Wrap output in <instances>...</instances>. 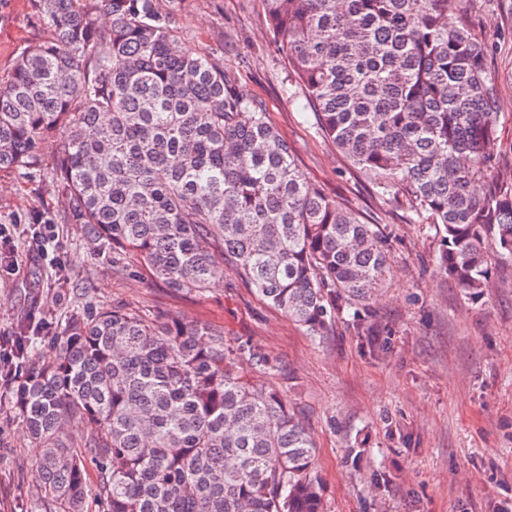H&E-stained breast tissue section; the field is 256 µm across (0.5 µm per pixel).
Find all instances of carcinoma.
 <instances>
[{
  "label": "carcinoma",
  "instance_id": "obj_1",
  "mask_svg": "<svg viewBox=\"0 0 512 512\" xmlns=\"http://www.w3.org/2000/svg\"><path fill=\"white\" fill-rule=\"evenodd\" d=\"M32 2L47 39L0 77V169L57 192L113 272L135 259L169 293L201 297L228 256L314 337L341 304L376 299L391 276L380 225L302 177L230 68L184 49L178 0ZM263 2L322 133L381 203L403 197L438 227L437 267L482 299L512 261V174L494 152L487 43L448 25L460 0ZM83 295L48 358L22 321L0 369L40 448L25 512H323L277 357L170 312L81 308Z\"/></svg>",
  "mask_w": 512,
  "mask_h": 512
}]
</instances>
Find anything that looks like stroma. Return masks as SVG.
Here are the masks:
<instances>
[{
  "instance_id": "1",
  "label": "stroma",
  "mask_w": 512,
  "mask_h": 512,
  "mask_svg": "<svg viewBox=\"0 0 512 512\" xmlns=\"http://www.w3.org/2000/svg\"><path fill=\"white\" fill-rule=\"evenodd\" d=\"M462 14L489 43L498 84L500 167L512 171V0H465ZM185 48L224 62L296 150L300 173L340 205L388 233L394 275L366 307L340 308L313 338L265 303L225 266L202 297L175 296L148 270L113 272L56 193L39 179L0 170V227L14 243L18 276L0 282V337L20 321L59 329L73 295L61 270L81 277L87 299L165 309L252 340L281 360L277 385L303 409L317 446L324 512H501L512 505V263L473 301L434 264L439 238L405 205L382 206L370 183L322 134L301 86L268 30L263 0H181ZM45 33L31 0H0V74ZM52 219L53 239L33 240V214ZM59 266H52V259ZM0 396V512H14L39 478L35 448ZM363 448L360 462L350 451Z\"/></svg>"
}]
</instances>
